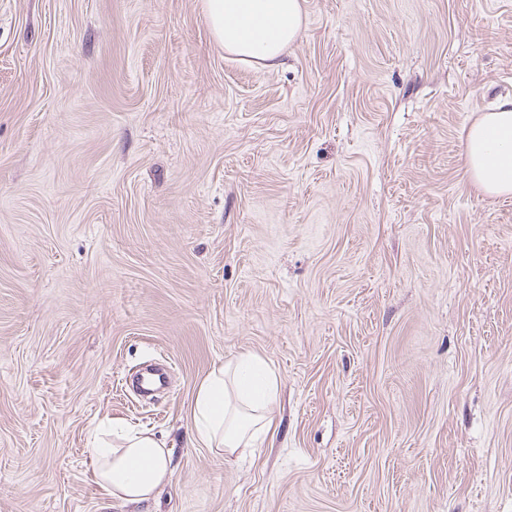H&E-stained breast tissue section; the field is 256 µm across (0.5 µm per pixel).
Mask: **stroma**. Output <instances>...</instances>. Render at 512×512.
Returning a JSON list of instances; mask_svg holds the SVG:
<instances>
[{
    "label": "stroma",
    "mask_w": 512,
    "mask_h": 512,
    "mask_svg": "<svg viewBox=\"0 0 512 512\" xmlns=\"http://www.w3.org/2000/svg\"><path fill=\"white\" fill-rule=\"evenodd\" d=\"M504 96L512 0H306L273 70L200 0H0V512H125L105 420L172 450L150 512H512V196L461 143ZM244 352L278 428L224 459ZM280 382L270 364L245 352L214 368L192 405V440L224 456L256 445L273 433Z\"/></svg>",
    "instance_id": "obj_1"
}]
</instances>
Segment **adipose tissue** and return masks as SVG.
Masks as SVG:
<instances>
[{
    "instance_id": "obj_1",
    "label": "adipose tissue",
    "mask_w": 512,
    "mask_h": 512,
    "mask_svg": "<svg viewBox=\"0 0 512 512\" xmlns=\"http://www.w3.org/2000/svg\"><path fill=\"white\" fill-rule=\"evenodd\" d=\"M304 0H201L215 42L239 61L263 69L280 64L302 32ZM465 172L483 194H512V96L497 100L463 133ZM280 382L270 364L245 352L214 368L192 405V440L231 456L273 433ZM89 468L111 500L144 512L172 473L168 448L144 430L94 433Z\"/></svg>"
}]
</instances>
